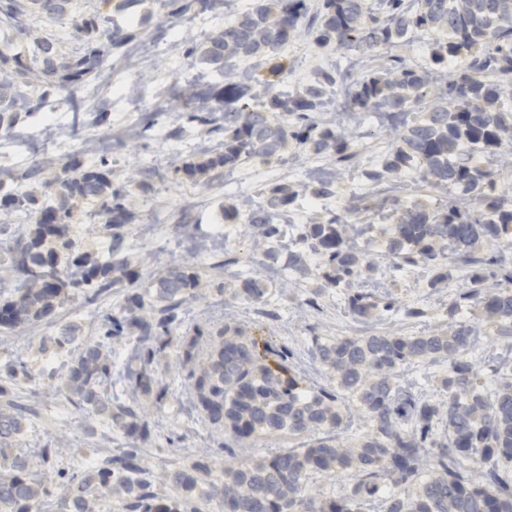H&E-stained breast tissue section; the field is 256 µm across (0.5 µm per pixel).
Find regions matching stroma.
I'll return each mask as SVG.
<instances>
[{
  "instance_id": "1",
  "label": "stroma",
  "mask_w": 512,
  "mask_h": 512,
  "mask_svg": "<svg viewBox=\"0 0 512 512\" xmlns=\"http://www.w3.org/2000/svg\"><path fill=\"white\" fill-rule=\"evenodd\" d=\"M252 0H224L219 13L192 8L169 15L161 0H140L135 21L115 15L126 40L113 48L97 78L75 85L43 87L32 81L27 97L38 100L36 109L20 108L11 128L0 127V186L17 192L36 193L46 204H54L52 181L62 165L76 160L82 166L110 170L114 185L125 188V203L136 215L127 230L124 253L136 262L140 277L135 285L151 297L160 271L173 258L192 263L199 275L197 295L183 307L178 337L151 367V374L166 394L162 400L143 397L147 407L146 435L133 439L112 427L107 415L91 413L62 386L66 363L88 343L99 341L104 316L122 312L125 289L113 288L87 300L75 295L47 322L0 332V363L22 361L16 391L22 402L35 407L14 436L10 454L25 457L30 471L46 490L41 512H70L57 491L60 476L82 478L93 473L99 457L122 449L142 448L158 493L170 489L159 477L178 465L207 456L219 447L224 433L198 409L195 391L180 366L185 350L204 357L213 333L232 321L246 336L260 344L285 346L291 352L288 366L306 385L330 383L328 372L311 355L313 337L357 336L366 329L406 335H427L476 316L469 306L454 300L466 281L451 270L447 282L431 287L433 267L396 268L385 250L383 226L372 212H352L350 205L362 195H373L410 205L428 198L433 207L444 206L447 194L430 190L416 169L379 185L364 176L389 152L393 134L379 112H360L350 102L349 88L338 82L324 90L322 120L346 114L352 135L353 164L337 176L333 194L314 197L306 193V174L326 167V160L301 152L288 144L280 157L255 160L236 170L232 182L213 181L209 176L189 179L178 172L183 159L199 157L200 143L220 151L222 135L188 120L185 91L200 84L222 87L224 74L201 65L191 50L246 13ZM102 0H73V12L60 19L31 18L24 38L15 42L26 52L35 38L50 37L60 59L79 55L83 40L75 31L77 19L104 11ZM436 38L420 32L409 40L368 51H342L335 45L320 47L300 33L282 49L288 73L275 92L294 94L312 82L316 71L351 68L356 76L379 71L388 57H403L410 66H424ZM293 195L281 240L282 255L266 257L256 250L243 224L223 222L225 205L244 211L266 207L274 187ZM96 205L80 201L74 206L71 235L81 250L107 260L109 239L93 226ZM345 215L348 223L371 225L360 239L376 261L377 271L365 287L378 300H392L389 310H378L369 325L359 324L346 304L344 290L333 288L317 294L312 282H296L288 268L287 250L293 248L301 225L314 224L332 215ZM223 225V248L240 259L242 269L260 271L269 286L268 316L258 315L245 301L230 300L220 289L229 276L213 267L210 259L197 256L196 246L207 239L214 226ZM420 309L417 317L409 309Z\"/></svg>"
}]
</instances>
